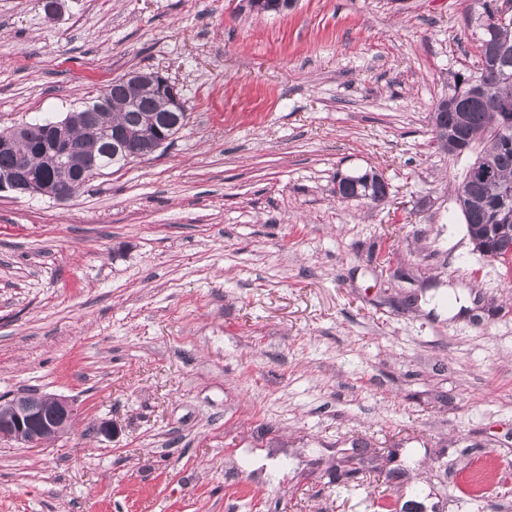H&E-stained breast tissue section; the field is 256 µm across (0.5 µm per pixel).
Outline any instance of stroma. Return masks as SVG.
I'll use <instances>...</instances> for the list:
<instances>
[{"label": "stroma", "mask_w": 512, "mask_h": 512, "mask_svg": "<svg viewBox=\"0 0 512 512\" xmlns=\"http://www.w3.org/2000/svg\"><path fill=\"white\" fill-rule=\"evenodd\" d=\"M484 19L482 0H64L54 20L0 0V130L135 69L188 110L70 200L0 193V395L77 409L42 449L0 443V512H512V275L456 203L474 154L431 126ZM364 172L383 204L336 198Z\"/></svg>", "instance_id": "35a3bbf8"}]
</instances>
